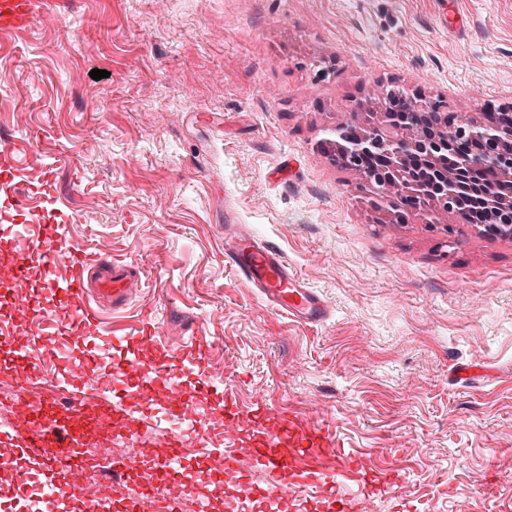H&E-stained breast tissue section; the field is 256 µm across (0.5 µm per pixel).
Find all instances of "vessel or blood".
Wrapping results in <instances>:
<instances>
[{
    "label": "vessel or blood",
    "instance_id": "vessel-or-blood-1",
    "mask_svg": "<svg viewBox=\"0 0 512 512\" xmlns=\"http://www.w3.org/2000/svg\"><path fill=\"white\" fill-rule=\"evenodd\" d=\"M46 0H0V36L28 28ZM18 160L8 140H0V229L15 235L18 246L8 262L0 263V282H8V303L15 315L26 318V333L53 343L56 327H71L77 334L97 339L98 312L94 301L107 300L113 310L124 308L136 282L134 267L121 261L105 264L95 254L62 234L52 196L54 171L40 172L35 195L18 192L15 179ZM41 208H33V198ZM224 241V255L248 287L257 289L267 303L289 316L309 323L326 320L330 314L326 300L306 286L289 269L280 251L256 237L245 225L231 227ZM43 269L41 283H33L32 266ZM68 271L65 283L53 277L56 269ZM209 354L207 342L194 350L172 352L161 340V331L149 323L142 331L113 334L112 354L106 368L114 378L110 401L104 402L105 417H119L122 431L137 438L150 431L135 410L136 404H162L170 422L184 424V432L174 435L166 447L151 450L155 474L173 480L174 462L181 447L193 444L212 424H220L225 434L238 438L236 448L224 459L223 484L230 487L253 484L256 474L270 481L253 485L252 512H287L296 498L298 483L311 486L323 496L329 485L348 475H359L364 485L376 483L396 489L404 478L399 469L377 473L362 453L342 448L326 427L309 425L302 417L273 405L268 399L255 401L251 410H242L231 390L218 401H209L206 392L211 378L205 370ZM61 383L71 391L66 404L53 395H31L20 389L13 402L24 411L28 422L16 437L22 452L43 471L62 472L63 462L81 467L76 448L85 436L83 423L89 405L81 391L87 388L85 362L71 363ZM38 512H112L108 498L65 497L54 490L41 493Z\"/></svg>",
    "mask_w": 512,
    "mask_h": 512
}]
</instances>
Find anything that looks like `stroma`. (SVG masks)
Wrapping results in <instances>:
<instances>
[{"label": "stroma", "mask_w": 512, "mask_h": 512, "mask_svg": "<svg viewBox=\"0 0 512 512\" xmlns=\"http://www.w3.org/2000/svg\"><path fill=\"white\" fill-rule=\"evenodd\" d=\"M58 24L0 40V138L24 185L56 170L64 233L144 272L105 329L158 324L171 350L209 341V374L241 406L265 395L325 425L378 470L403 467L374 512H512V238L453 216L378 222L357 176L320 147L374 87L451 111L512 107V0H55ZM106 71L95 80L91 70ZM279 249L331 312L268 306L224 258V227ZM479 376L452 379L458 367ZM91 479L123 508L146 451ZM219 430L186 448L206 467L159 500L224 512Z\"/></svg>", "instance_id": "stroma-1"}]
</instances>
